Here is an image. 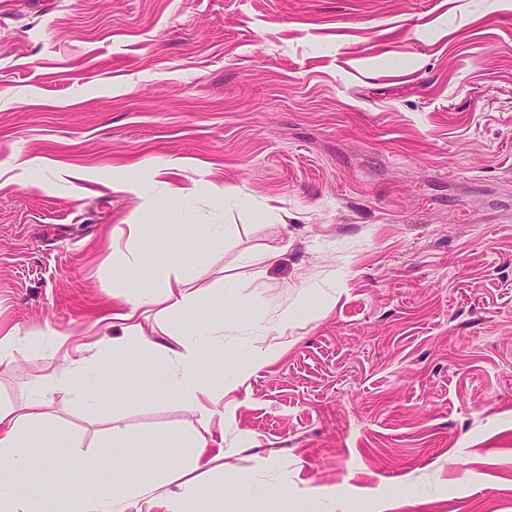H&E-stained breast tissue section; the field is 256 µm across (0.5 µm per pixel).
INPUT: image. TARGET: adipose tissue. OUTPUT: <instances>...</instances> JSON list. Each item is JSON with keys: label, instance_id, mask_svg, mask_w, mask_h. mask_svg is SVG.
<instances>
[{"label": "adipose tissue", "instance_id": "ef3b65f1", "mask_svg": "<svg viewBox=\"0 0 512 512\" xmlns=\"http://www.w3.org/2000/svg\"><path fill=\"white\" fill-rule=\"evenodd\" d=\"M148 306L172 316L185 313L190 298L182 280L166 282L156 293L121 294L112 318L123 330L135 331ZM223 333V322L206 323L198 331L196 344L164 353L169 379L178 386L187 408L204 421L210 420L213 412L209 406L212 386L203 371L207 364L222 361ZM112 434L115 442L110 465L122 474L119 497L109 499L91 486L73 484L60 485L50 493L36 488L31 464L36 440L56 438L54 426L35 410L0 406V512H142L154 490L168 485L174 471L172 460L162 453L170 439L167 434H157L150 450L142 454L140 465L130 468L125 464V429L120 422H113ZM222 498V489L188 480L168 496L166 512H215Z\"/></svg>", "mask_w": 512, "mask_h": 512}]
</instances>
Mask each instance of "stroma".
<instances>
[{
	"label": "stroma",
	"instance_id": "1",
	"mask_svg": "<svg viewBox=\"0 0 512 512\" xmlns=\"http://www.w3.org/2000/svg\"><path fill=\"white\" fill-rule=\"evenodd\" d=\"M188 224L226 228L183 255L192 319L149 309L140 337L223 312L207 422L154 354L112 380L138 337L104 319L129 256L162 286ZM11 330L0 404L39 403L58 463L110 455L118 416L132 464L159 432L223 439L222 512H512V0H0ZM78 350L109 409L39 399Z\"/></svg>",
	"mask_w": 512,
	"mask_h": 512
}]
</instances>
